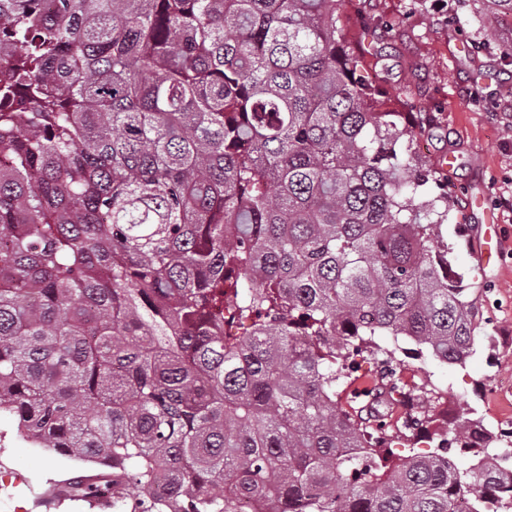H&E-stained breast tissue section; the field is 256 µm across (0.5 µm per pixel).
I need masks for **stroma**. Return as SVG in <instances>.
Returning a JSON list of instances; mask_svg holds the SVG:
<instances>
[{
  "instance_id": "35a3bbf8",
  "label": "stroma",
  "mask_w": 512,
  "mask_h": 512,
  "mask_svg": "<svg viewBox=\"0 0 512 512\" xmlns=\"http://www.w3.org/2000/svg\"><path fill=\"white\" fill-rule=\"evenodd\" d=\"M489 8V0H344L342 7L359 74L381 87L404 122L421 125L416 150L448 179L451 269L473 284L478 307L477 353L466 367L402 357L406 375L441 400L432 434L393 435L400 456L433 451L437 430L455 423L463 404L489 429L512 421V210L499 204L512 196V14H499L489 36ZM476 200L498 218L501 258L487 266L477 255L485 226ZM74 471L30 447L13 417L0 414V512H113L57 493Z\"/></svg>"
}]
</instances>
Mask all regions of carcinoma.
Returning a JSON list of instances; mask_svg holds the SVG:
<instances>
[{"label": "carcinoma", "mask_w": 512, "mask_h": 512, "mask_svg": "<svg viewBox=\"0 0 512 512\" xmlns=\"http://www.w3.org/2000/svg\"><path fill=\"white\" fill-rule=\"evenodd\" d=\"M341 7L0 0V410L94 467L58 493L512 512L502 435L472 442L470 413L438 444L468 469L390 448L435 409L396 353L465 365L477 308L448 278L450 199L356 74Z\"/></svg>", "instance_id": "1"}]
</instances>
